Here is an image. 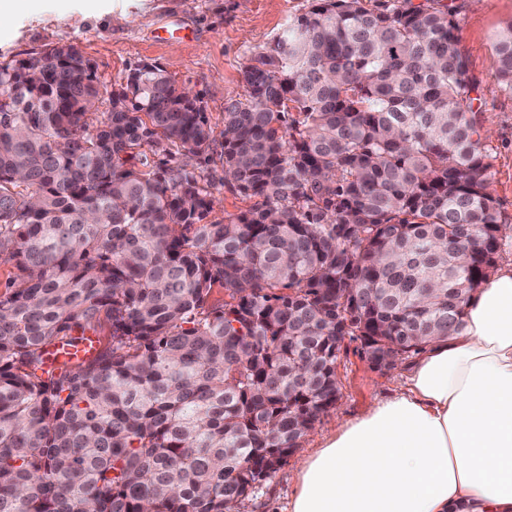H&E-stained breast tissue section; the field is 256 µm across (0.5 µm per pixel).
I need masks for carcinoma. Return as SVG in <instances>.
<instances>
[{
    "label": "carcinoma",
    "mask_w": 512,
    "mask_h": 512,
    "mask_svg": "<svg viewBox=\"0 0 512 512\" xmlns=\"http://www.w3.org/2000/svg\"><path fill=\"white\" fill-rule=\"evenodd\" d=\"M453 16L288 20L224 103V183L252 201L224 223L162 167L216 138L158 65L105 100L72 44L0 62V512H235L336 406L345 339L392 369L461 330L503 242ZM492 50L512 94L511 21ZM103 316L106 348L44 369Z\"/></svg>",
    "instance_id": "carcinoma-1"
}]
</instances>
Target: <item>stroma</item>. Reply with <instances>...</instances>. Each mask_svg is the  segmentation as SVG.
Instances as JSON below:
<instances>
[{
  "label": "stroma",
  "instance_id": "1",
  "mask_svg": "<svg viewBox=\"0 0 512 512\" xmlns=\"http://www.w3.org/2000/svg\"><path fill=\"white\" fill-rule=\"evenodd\" d=\"M454 10L461 46L477 78L480 119L490 154L491 190L499 203L506 244L498 269L512 268V95L499 86L491 37L512 21V0H447ZM311 0H14L0 22V62L25 59L46 47L75 45L96 69L102 95L124 83L138 63H158L178 85L198 94L213 127H221L224 104L245 91L243 70L290 18ZM206 172L215 204L208 219L221 222L249 207L224 183L219 157ZM405 365L373 369L360 344L345 341L337 361L340 398L286 463L242 501L238 512H282L294 488L298 464L335 432L339 422L365 413L379 398L400 389Z\"/></svg>",
  "mask_w": 512,
  "mask_h": 512
}]
</instances>
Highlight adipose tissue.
Listing matches in <instances>:
<instances>
[{"label":"adipose tissue","instance_id":"1","mask_svg":"<svg viewBox=\"0 0 512 512\" xmlns=\"http://www.w3.org/2000/svg\"><path fill=\"white\" fill-rule=\"evenodd\" d=\"M288 512H512V269L479 285L404 390L306 457Z\"/></svg>","mask_w":512,"mask_h":512}]
</instances>
